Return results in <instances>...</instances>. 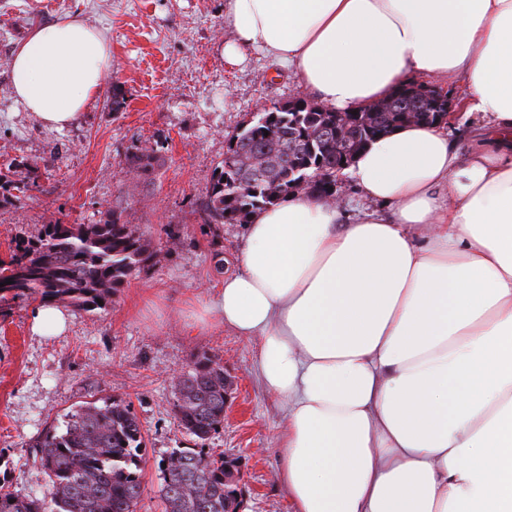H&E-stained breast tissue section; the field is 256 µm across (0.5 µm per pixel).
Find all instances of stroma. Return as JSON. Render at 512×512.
<instances>
[{
    "instance_id": "35a3bbf8",
    "label": "stroma",
    "mask_w": 512,
    "mask_h": 512,
    "mask_svg": "<svg viewBox=\"0 0 512 512\" xmlns=\"http://www.w3.org/2000/svg\"><path fill=\"white\" fill-rule=\"evenodd\" d=\"M225 0H0V169L30 166L38 189L0 206V257L16 237L43 225L96 223L122 212L158 254L93 311L72 310L67 331L32 330L41 302L14 300L0 309V479L25 494L46 477L35 440L73 407L118 400L139 419L146 450L137 512H163L158 461L192 440L176 417V373L197 353L218 355L231 379L232 409L204 441L205 453L237 459L246 482V512H292L278 481L284 407L265 389L257 343L213 323L199 327L200 304L223 276L216 252L241 248V224L200 223L197 209L212 185L230 138L262 105L311 99L295 71L247 51L228 63L232 38ZM77 17L101 30L111 67L98 97L66 129L42 126L16 102L10 67L15 45L35 26ZM123 111L108 99L113 84ZM159 158L150 178L131 171L138 147Z\"/></svg>"
}]
</instances>
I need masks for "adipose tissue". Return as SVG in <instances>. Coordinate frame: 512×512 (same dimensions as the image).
Masks as SVG:
<instances>
[{"mask_svg":"<svg viewBox=\"0 0 512 512\" xmlns=\"http://www.w3.org/2000/svg\"><path fill=\"white\" fill-rule=\"evenodd\" d=\"M233 39L360 111L411 75L488 122L405 125L346 171L370 201L257 210L207 315L257 339L293 512H512V0H226ZM78 18L16 48L17 102L68 126L110 67Z\"/></svg>","mask_w":512,"mask_h":512,"instance_id":"adipose-tissue-1","label":"adipose tissue"}]
</instances>
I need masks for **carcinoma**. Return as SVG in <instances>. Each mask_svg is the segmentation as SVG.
<instances>
[{
    "instance_id": "carcinoma-1",
    "label": "carcinoma",
    "mask_w": 512,
    "mask_h": 512,
    "mask_svg": "<svg viewBox=\"0 0 512 512\" xmlns=\"http://www.w3.org/2000/svg\"><path fill=\"white\" fill-rule=\"evenodd\" d=\"M447 99L439 92L424 97L413 83L400 85L388 98L346 118L309 106L287 111L273 102L229 139L224 159L214 170L211 193L197 213L201 223L242 224L262 208L275 205L314 170L324 181L312 188L320 198L333 191L331 178L342 159L356 156L376 138L409 120L433 123ZM130 168L153 174L154 149L138 147L128 156ZM37 186L35 170L0 175V205L7 192ZM157 252L122 214L107 210L94 224H45L34 239L16 241L9 260L0 261V301L40 299L78 309L100 308L112 293ZM224 366L203 352L187 365L176 386L180 425L204 442L224 425ZM39 465L47 477L42 495L20 494L0 480V512H136L141 496L145 449L142 426L120 401L81 405L62 424L38 438ZM162 473L159 496L165 512H226L231 506L233 473L218 458L195 448H176Z\"/></svg>"
}]
</instances>
